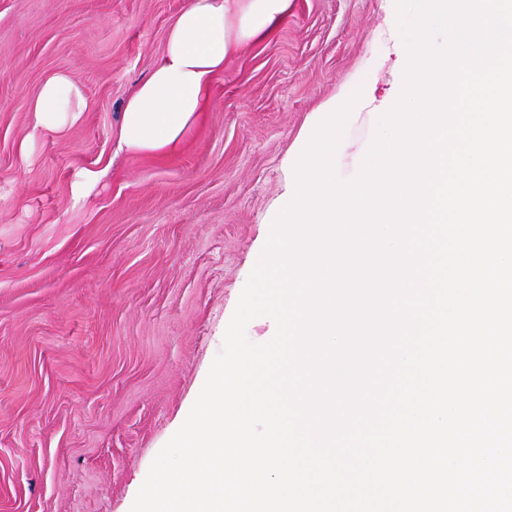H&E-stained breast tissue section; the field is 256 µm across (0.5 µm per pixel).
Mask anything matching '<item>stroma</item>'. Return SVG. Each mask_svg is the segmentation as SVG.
<instances>
[{"instance_id": "1", "label": "stroma", "mask_w": 512, "mask_h": 512, "mask_svg": "<svg viewBox=\"0 0 512 512\" xmlns=\"http://www.w3.org/2000/svg\"><path fill=\"white\" fill-rule=\"evenodd\" d=\"M186 2L0 0V512H130L223 346L285 156L386 38L380 0H295L179 153L128 155L122 105ZM60 73L88 107L36 131ZM98 179L99 174L94 171H84L78 175V178L71 185V196L74 205L81 203L88 197Z\"/></svg>"}]
</instances>
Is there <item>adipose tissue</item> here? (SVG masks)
Masks as SVG:
<instances>
[{
	"label": "adipose tissue",
	"mask_w": 512,
	"mask_h": 512,
	"mask_svg": "<svg viewBox=\"0 0 512 512\" xmlns=\"http://www.w3.org/2000/svg\"><path fill=\"white\" fill-rule=\"evenodd\" d=\"M292 6L293 0H187L168 30L163 54L124 103L119 149L158 157L179 151L211 111L213 80L225 61L269 37ZM86 108L80 87L68 75H55L33 103L34 126L61 132Z\"/></svg>",
	"instance_id": "1"
}]
</instances>
